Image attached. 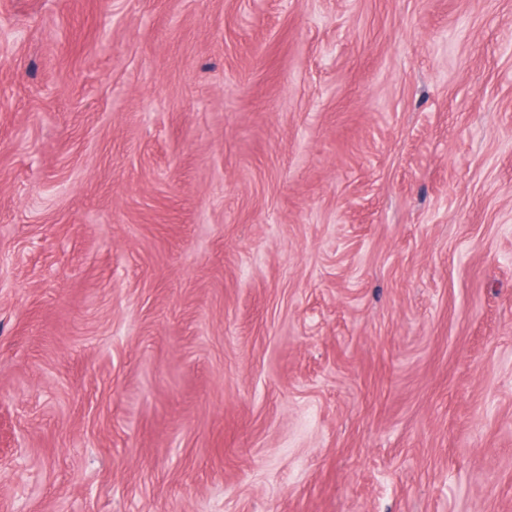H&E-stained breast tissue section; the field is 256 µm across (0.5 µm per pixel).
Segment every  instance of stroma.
<instances>
[{"label":"stroma","mask_w":512,"mask_h":512,"mask_svg":"<svg viewBox=\"0 0 512 512\" xmlns=\"http://www.w3.org/2000/svg\"><path fill=\"white\" fill-rule=\"evenodd\" d=\"M0 512H512V0H0Z\"/></svg>","instance_id":"35a3bbf8"}]
</instances>
